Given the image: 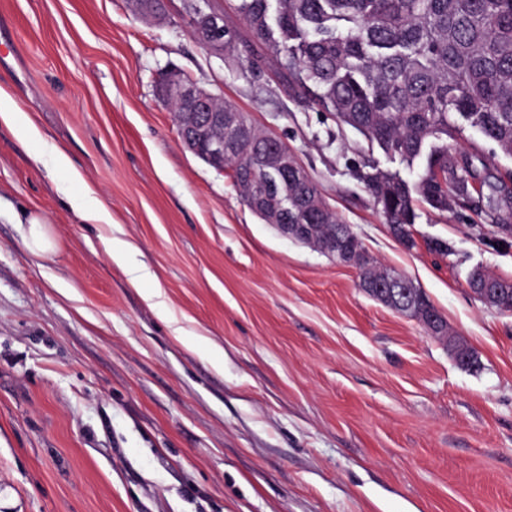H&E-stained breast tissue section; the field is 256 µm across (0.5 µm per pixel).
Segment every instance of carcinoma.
Masks as SVG:
<instances>
[{
	"label": "carcinoma",
	"instance_id": "cac0c4a2",
	"mask_svg": "<svg viewBox=\"0 0 512 512\" xmlns=\"http://www.w3.org/2000/svg\"><path fill=\"white\" fill-rule=\"evenodd\" d=\"M263 52L247 69L275 67L307 102L336 113L372 146L407 168L426 158L425 174L411 183L397 172H359L374 206L399 240L414 245L411 227L422 200L446 212L471 199L492 224H512V176L479 174L473 155L448 146L467 127L512 157V0H237ZM215 12L192 0L189 27ZM224 55L240 40L224 20ZM217 111L239 112L250 135L225 141L224 169L245 203L262 196L268 207L288 203V223L315 224L322 243L336 234V250L365 252L356 234L327 205L301 166L283 169L257 152L269 134L222 98ZM394 271L368 256L361 277L382 280Z\"/></svg>",
	"mask_w": 512,
	"mask_h": 512
}]
</instances>
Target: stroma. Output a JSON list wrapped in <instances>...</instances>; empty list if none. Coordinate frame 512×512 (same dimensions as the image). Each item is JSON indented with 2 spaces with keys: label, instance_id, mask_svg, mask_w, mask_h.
Instances as JSON below:
<instances>
[{
  "label": "stroma",
  "instance_id": "obj_1",
  "mask_svg": "<svg viewBox=\"0 0 512 512\" xmlns=\"http://www.w3.org/2000/svg\"><path fill=\"white\" fill-rule=\"evenodd\" d=\"M0 29L18 45L0 89L41 133L0 123V512H512V312L467 284L478 264L512 278L511 235L421 202L406 248L355 171L412 182L424 162L369 148L273 68H228L192 38L187 0L152 24L128 0H0ZM170 69L286 145L477 365L184 149L159 89ZM33 216L50 254L24 245ZM119 242L159 298L112 262ZM71 206L87 221L100 224H108L112 221V216L105 207L92 208L82 196L73 197Z\"/></svg>",
  "mask_w": 512,
  "mask_h": 512
}]
</instances>
